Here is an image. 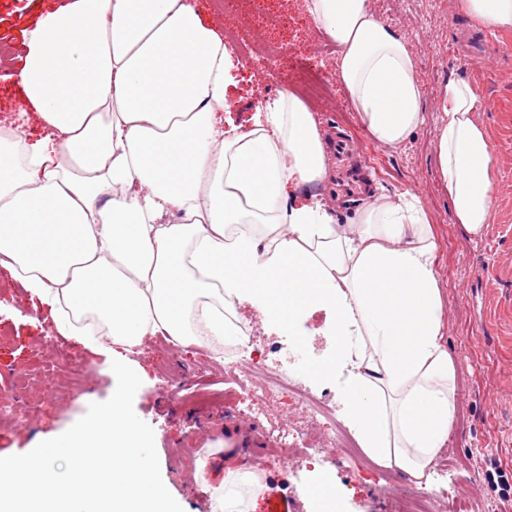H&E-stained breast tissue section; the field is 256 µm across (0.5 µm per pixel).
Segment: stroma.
Instances as JSON below:
<instances>
[{"instance_id": "1", "label": "stroma", "mask_w": 512, "mask_h": 512, "mask_svg": "<svg viewBox=\"0 0 512 512\" xmlns=\"http://www.w3.org/2000/svg\"><path fill=\"white\" fill-rule=\"evenodd\" d=\"M67 0H0V125L17 119L23 100L12 74L19 68L23 32L42 14ZM222 32L238 31L244 18L279 16L275 36L288 46V67L317 64L334 76L328 52L331 38L309 15L305 0H200ZM376 13L410 47L422 89L425 119L397 149L374 142L360 125L342 83L330 97L308 101L322 134L328 175L324 181L298 185L301 200H320L338 219L353 215L378 195H417L436 236V269L443 299L445 340L453 356L457 403L454 440L433 461L431 481L448 490L472 489L476 512H512V275L501 274L494 286L480 278L486 267L512 263V31H489L460 13L456 0H373ZM468 81L482 106L473 115L491 146L489 168L491 216L481 236L452 223L448 196L441 188L435 142L441 124V99L449 78ZM283 84L266 79L261 68L239 70L228 88L235 123L248 124L258 107L278 97ZM357 140L360 156L341 160L335 150L340 135ZM325 311H314L295 327L263 325L247 307L235 322L250 333L248 351L266 364L297 349L294 375L341 418L340 389L353 374L345 367L333 377L317 373L336 356L333 337L323 333ZM0 388L15 389L11 413L0 415V458L32 452L65 434L86 417L112 403V374L104 355L61 336L47 307H33L25 288L0 268ZM64 344L72 361L55 357ZM128 358L145 375L127 398L130 412L148 436L152 470L181 512H220L227 469L256 475L270 494L287 498L288 512H319L318 503L335 496V512H387L377 490L378 465L345 468L328 435L319 434V459L292 461L267 453L257 440L285 434L303 420L301 410L259 395L230 400L223 411L208 413L188 393L205 384H223L224 360L208 348H172L154 343L148 351L131 350ZM242 423L252 444L227 447L225 416Z\"/></svg>"}]
</instances>
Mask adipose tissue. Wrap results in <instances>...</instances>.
<instances>
[{
    "label": "adipose tissue",
    "instance_id": "1",
    "mask_svg": "<svg viewBox=\"0 0 512 512\" xmlns=\"http://www.w3.org/2000/svg\"><path fill=\"white\" fill-rule=\"evenodd\" d=\"M338 46L337 74L370 137L396 149L423 122L414 56L371 0H307ZM478 23L512 30V0H458ZM16 74L51 128L31 144L0 136V267L51 308L58 330L127 348L167 332L182 346L235 336L247 302L274 317H331L336 363L355 369L344 418L376 463L426 484L448 441L456 378L445 342L433 226L418 196L380 195L353 223L288 186L325 179L321 134L281 92L245 132L218 126L232 61L196 0H70L24 33ZM481 100L449 79L435 144L454 223L490 219L491 148ZM112 407L37 451L0 461V512H179L151 476L127 408L138 375L112 366ZM66 460L61 480L55 460Z\"/></svg>",
    "mask_w": 512,
    "mask_h": 512
}]
</instances>
